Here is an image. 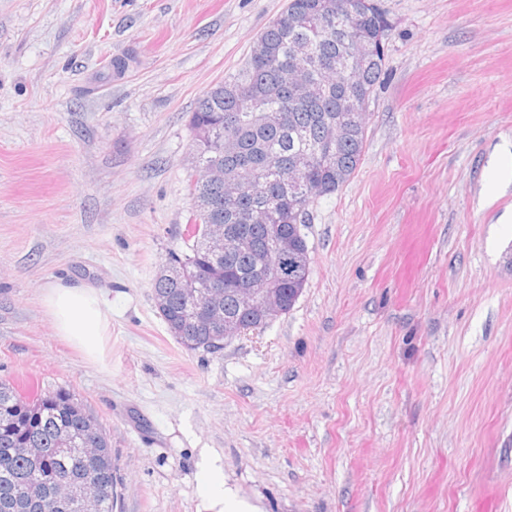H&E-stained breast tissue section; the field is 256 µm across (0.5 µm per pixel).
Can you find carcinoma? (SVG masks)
<instances>
[{
  "label": "carcinoma",
  "instance_id": "1",
  "mask_svg": "<svg viewBox=\"0 0 512 512\" xmlns=\"http://www.w3.org/2000/svg\"><path fill=\"white\" fill-rule=\"evenodd\" d=\"M345 0H288L287 9L308 15L314 29L297 31L287 25L270 23L258 36L242 71L213 85L202 95L190 113L189 127H207L210 139L193 141L199 163L215 160L224 165V179L239 180L242 195L233 201L224 197V185L193 172L188 179V194L193 209L182 233L184 250L171 253L168 264L185 268L180 280L158 274L152 295L164 294L168 306L159 312L176 342L188 351L216 352L224 341L200 331L186 337L179 328L190 312L186 296L187 279L217 277L224 281V314L240 319L244 329L257 328L258 318L240 312L233 288L245 277L271 270L272 227L288 237L294 251L307 249L302 227L308 221L309 208L296 199L283 176L290 154L298 149L312 153L308 178L328 195L342 187L357 169L365 140L367 114L341 109L342 95L350 88L344 84L342 62L347 60L350 38L376 43L387 40L389 23L378 8H363L346 20L347 31L336 34V14L323 20L326 7L336 9ZM315 68L314 79L303 98L292 96L286 88L288 73L298 67ZM385 51L367 60L361 68L357 92L370 97L384 71ZM238 83L244 96L227 91ZM343 121L350 128L345 138L331 147L323 142L324 127ZM234 137L240 153L249 162L242 169L236 159L222 154L217 141ZM260 207L271 216L268 224H247L236 212ZM208 224L239 226L252 239L253 249L232 260L214 257L203 250V230ZM310 274L302 269L282 285L293 308ZM93 418L84 404L66 389L51 392L23 390L15 383L0 379V512H69L67 501L56 496L47 478L58 477L84 486L97 495V512H113L114 481L112 450L105 435H100L97 459H85L78 449L60 447L65 433L83 431Z\"/></svg>",
  "mask_w": 512,
  "mask_h": 512
}]
</instances>
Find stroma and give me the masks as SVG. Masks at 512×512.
<instances>
[{"mask_svg":"<svg viewBox=\"0 0 512 512\" xmlns=\"http://www.w3.org/2000/svg\"><path fill=\"white\" fill-rule=\"evenodd\" d=\"M376 3L385 74L303 293L208 353L152 300L188 116L287 0H0V377L84 403L114 512H199L205 456L261 512H512V0ZM59 280L112 303L98 361L54 331Z\"/></svg>","mask_w":512,"mask_h":512,"instance_id":"35a3bbf8","label":"stroma"}]
</instances>
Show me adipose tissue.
I'll list each match as a JSON object with an SVG mask.
<instances>
[{"label":"adipose tissue","instance_id":"1","mask_svg":"<svg viewBox=\"0 0 512 512\" xmlns=\"http://www.w3.org/2000/svg\"><path fill=\"white\" fill-rule=\"evenodd\" d=\"M43 303L57 335L69 340L88 359L101 358L105 330L112 313L111 304L101 289L59 281L44 289ZM201 469L208 486L203 495L205 512H260L258 506L225 488L224 470L217 460L205 461Z\"/></svg>","mask_w":512,"mask_h":512}]
</instances>
